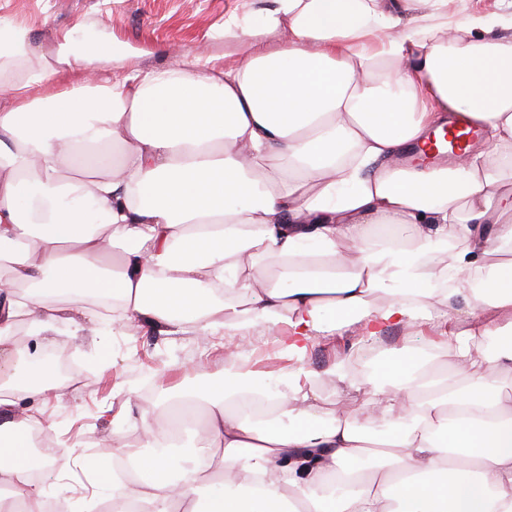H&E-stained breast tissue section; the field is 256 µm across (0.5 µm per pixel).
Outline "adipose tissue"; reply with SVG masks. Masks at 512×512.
Returning a JSON list of instances; mask_svg holds the SVG:
<instances>
[{
  "label": "adipose tissue",
  "instance_id": "adipose-tissue-1",
  "mask_svg": "<svg viewBox=\"0 0 512 512\" xmlns=\"http://www.w3.org/2000/svg\"><path fill=\"white\" fill-rule=\"evenodd\" d=\"M500 2L475 16L448 0H271L225 19L239 52L224 67L178 54L132 67L135 49L68 32L45 54L26 27L0 25V347L21 325L47 344L63 320L83 335L99 296L115 299L113 324L244 346L248 329L284 321L298 360L351 320L376 341L439 319L462 373L450 384L417 371L412 348L393 352L399 386L371 384L355 420L322 414L286 374L264 391L261 427L257 391L226 355L183 485L171 460L124 450L112 512H512V393L469 374L492 335L507 339L494 372L512 374V0ZM109 68L119 76L99 81ZM449 114L481 126L485 149L401 164ZM107 143L117 162L77 168L79 147ZM51 392L0 380V512L17 499L46 512L16 452L37 418L11 414ZM377 421L386 435H368ZM373 455L386 465L360 469Z\"/></svg>",
  "mask_w": 512,
  "mask_h": 512
}]
</instances>
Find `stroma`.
<instances>
[{
  "label": "stroma",
  "mask_w": 512,
  "mask_h": 512,
  "mask_svg": "<svg viewBox=\"0 0 512 512\" xmlns=\"http://www.w3.org/2000/svg\"><path fill=\"white\" fill-rule=\"evenodd\" d=\"M242 0H0V20L27 25L37 45L50 48L56 35L75 32L79 39L112 38L139 49L141 66L168 64V53L233 62L237 43L223 36L227 15ZM53 347L80 367L77 379L67 382L64 403L22 400L18 411L38 413L54 441L49 453L59 477L47 490L64 512H101L112 491L111 475L98 466L111 460L118 448H137L147 426H165V407L143 400L140 390L174 386L192 388L223 380L224 350L193 329L167 335L152 328H110L95 316L87 335L74 336L60 323ZM358 326L336 331L334 345L307 357L314 373L318 405L326 411L352 414L364 396L340 390L327 373L330 363L353 344ZM112 371L103 382L101 369Z\"/></svg>",
  "instance_id": "stroma-1"
}]
</instances>
